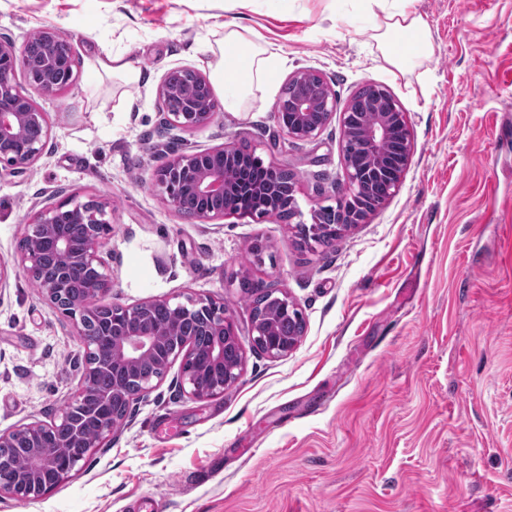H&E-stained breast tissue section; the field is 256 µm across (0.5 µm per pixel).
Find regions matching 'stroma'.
<instances>
[{"mask_svg": "<svg viewBox=\"0 0 512 512\" xmlns=\"http://www.w3.org/2000/svg\"><path fill=\"white\" fill-rule=\"evenodd\" d=\"M432 51L394 76L370 39L367 0H0V41L43 28L71 41L74 82L35 100L48 148L0 176V432L57 420L79 388L84 351L71 317L42 299L17 258L36 210L69 195L108 203L101 250L109 303L207 296L240 336L251 307L238 277L280 288L305 332L287 355L247 350L237 384L199 401L180 361L121 427L52 493L0 495V512H512V0H416ZM283 57L245 111L167 129L157 95L171 70L211 76L229 24ZM145 73L96 71L101 50ZM322 74L346 104L386 86L414 153L399 193L331 248L298 227L335 205L342 130L292 142L274 105L292 73ZM249 143L298 173L297 221L177 214L153 180L172 154ZM269 245L257 262L254 240Z\"/></svg>", "mask_w": 512, "mask_h": 512, "instance_id": "1", "label": "stroma"}]
</instances>
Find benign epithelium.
Masks as SVG:
<instances>
[{
    "instance_id": "7a95c632",
    "label": "benign epithelium",
    "mask_w": 512,
    "mask_h": 512,
    "mask_svg": "<svg viewBox=\"0 0 512 512\" xmlns=\"http://www.w3.org/2000/svg\"><path fill=\"white\" fill-rule=\"evenodd\" d=\"M48 46L43 73L30 75L27 45L17 50L10 43L0 42V168L13 174H23L45 152L52 134L47 113L38 106L33 96L18 89L14 82L16 71L28 76L31 87L39 94L48 95L61 89L62 84L52 78V72L73 66L71 44L68 38L54 28L42 29ZM315 77L319 93L314 98L294 94L293 89ZM201 88L182 95V109L167 111L168 125L179 130H194L209 124L223 106L214 96L207 77L199 76ZM288 107L295 112L293 123H278L281 131L292 140L312 141L335 117L342 129V165L345 173V200L361 199L370 188L369 171L354 166L349 160L352 150L360 149L368 157L384 151L393 139L403 144L399 163L385 172L389 194H395L403 182L413 151V140L407 113L401 111L397 99L384 87L366 86L371 92L380 93L391 103L392 111L378 112L368 124L357 125L351 115L358 102L353 96L349 103L338 109L336 92L317 72L301 70L288 78ZM37 130L27 138L18 135L22 127ZM238 155V147H220L179 154L160 167L154 174L155 183L162 189L169 206L177 213L201 222L220 219L235 213L230 205L231 189L224 180V163ZM107 202L90 198L79 200L69 196L64 200L41 208L26 225L21 266L27 276L39 284L40 295L54 307L61 301L75 296L69 316L76 320L86 359L83 381L73 399L64 404L58 422L30 423L11 431L0 433V447L10 448L23 442L38 454L45 466L57 470V480L68 477L70 468L61 460L62 449L82 445L88 450L101 447L116 426L124 421L132 401L145 397L153 388L154 377L138 373V365L163 346V332L147 327V313L157 306H165L184 319L197 320L198 331L212 337L207 353V370L198 373L194 365L198 357L196 347L188 341L171 347L167 359H181L182 370L179 387L197 400H207L224 393L240 378L244 365V347L233 318L224 304L209 297H186L184 302L169 299L150 300L133 307L116 306L103 302L112 288L106 263L100 255L104 240L112 230L107 218ZM309 244L329 247L336 239L323 237L318 220L301 225ZM68 254V265L56 270L45 262L50 252ZM253 289L260 292L262 303L252 311L249 342L252 347L271 357L287 354L297 344V339L275 337L274 315L288 311L302 319V312L287 292L269 288L259 282ZM97 309L99 317L111 321L114 334L94 335L86 327V316ZM117 370L112 392L103 397L96 437L83 434L75 415L84 401L96 393V376L104 371ZM67 428L63 440L49 447L44 443L48 429L57 425ZM51 491V486L39 482L38 476L28 475L25 480L9 487L0 486V494L36 500Z\"/></svg>"
}]
</instances>
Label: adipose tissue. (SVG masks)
Returning a JSON list of instances; mask_svg holds the SVG:
<instances>
[{"label":"adipose tissue","instance_id":"obj_1","mask_svg":"<svg viewBox=\"0 0 512 512\" xmlns=\"http://www.w3.org/2000/svg\"><path fill=\"white\" fill-rule=\"evenodd\" d=\"M377 7L374 38L384 59L395 73L408 70L432 50L430 33L422 17L413 9V0H372ZM229 46H246L250 52L248 74H239L224 55ZM282 60L273 43L253 45L248 29L228 26L224 29V41L213 51L211 69L215 82L224 91V104L232 111L242 110L255 85Z\"/></svg>","mask_w":512,"mask_h":512}]
</instances>
